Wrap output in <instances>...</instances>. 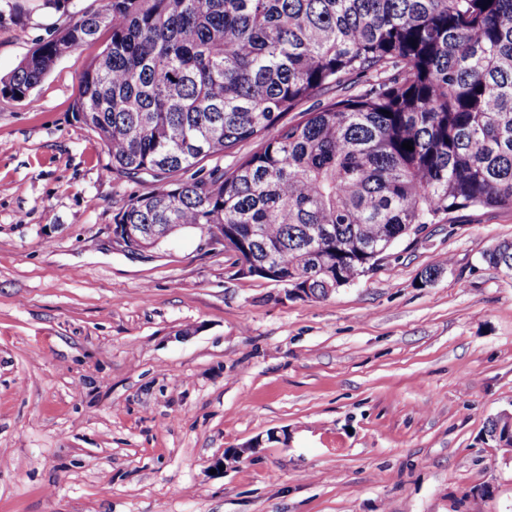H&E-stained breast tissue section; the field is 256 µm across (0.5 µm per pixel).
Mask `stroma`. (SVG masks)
Segmentation results:
<instances>
[{"instance_id":"stroma-1","label":"stroma","mask_w":512,"mask_h":512,"mask_svg":"<svg viewBox=\"0 0 512 512\" xmlns=\"http://www.w3.org/2000/svg\"><path fill=\"white\" fill-rule=\"evenodd\" d=\"M101 4L0 12V78ZM108 39L0 95V512H512L484 438L512 411V278L482 258L512 211L425 225L323 300L195 230L128 254L113 217L156 184L72 118Z\"/></svg>"}]
</instances>
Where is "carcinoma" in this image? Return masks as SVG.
Here are the masks:
<instances>
[{"label":"carcinoma","instance_id":"cac0c4a2","mask_svg":"<svg viewBox=\"0 0 512 512\" xmlns=\"http://www.w3.org/2000/svg\"><path fill=\"white\" fill-rule=\"evenodd\" d=\"M103 31L73 119L110 173L159 182L116 225L218 232L248 276L320 299L415 229L512 210V0H104L36 44L0 93L25 98ZM354 76V92L287 119ZM250 140L227 170L171 179ZM482 258L512 278V241ZM505 432L489 420L507 452Z\"/></svg>","mask_w":512,"mask_h":512}]
</instances>
